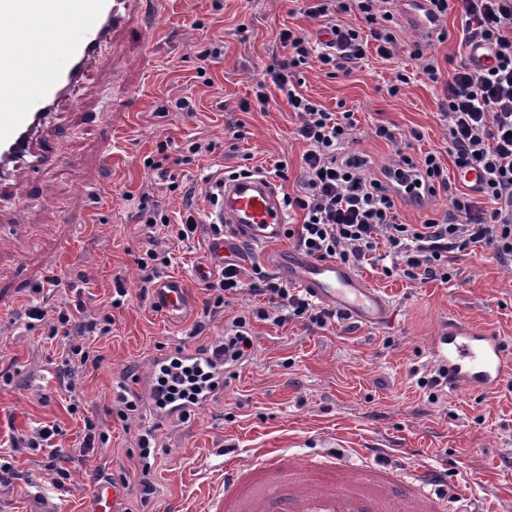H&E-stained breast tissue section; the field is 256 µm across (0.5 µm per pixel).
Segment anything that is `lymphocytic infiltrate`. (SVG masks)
<instances>
[{
	"instance_id": "f902f5d3",
	"label": "lymphocytic infiltrate",
	"mask_w": 512,
	"mask_h": 512,
	"mask_svg": "<svg viewBox=\"0 0 512 512\" xmlns=\"http://www.w3.org/2000/svg\"><path fill=\"white\" fill-rule=\"evenodd\" d=\"M430 2L439 19L449 7H456L464 19L465 48L481 46L490 53L487 65L464 58L445 72L430 60L422 69L427 80L443 86L448 101L447 153L455 167L480 170L477 192L453 187L437 153L418 158L407 154L395 132L384 125L377 127L376 135L395 143L396 149L382 176L369 171L364 157L348 151L355 127L352 113L327 111L299 93L293 71L314 60L330 74L347 77L371 47L381 58L394 59L398 42L389 27L393 16L388 0H313L305 12L318 22L323 40L282 30L279 39L287 55L264 73L286 99L297 119L293 134L305 145L299 189L285 201L301 215L300 224L287 235L308 257L354 267L374 260L379 248L386 247L396 260L384 267L385 275L400 271L412 279L444 283L449 280L448 255L455 251L483 245L500 263H512V0ZM353 10L362 15L368 33L339 24V16ZM441 191L448 195L443 218L400 223V203L420 206ZM208 288L220 304L230 303L245 290L265 296L276 306L281 323L301 320L322 327L333 316L259 268L246 283L238 265L226 264ZM215 388L205 363L175 356L161 366L152 392L158 408L185 411L206 400Z\"/></svg>"
}]
</instances>
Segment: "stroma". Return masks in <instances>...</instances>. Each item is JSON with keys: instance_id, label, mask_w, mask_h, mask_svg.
I'll list each match as a JSON object with an SVG mask.
<instances>
[{"instance_id": "1", "label": "stroma", "mask_w": 512, "mask_h": 512, "mask_svg": "<svg viewBox=\"0 0 512 512\" xmlns=\"http://www.w3.org/2000/svg\"><path fill=\"white\" fill-rule=\"evenodd\" d=\"M304 7L303 0H169L159 19L134 17L116 36L111 57L46 130L58 137L64 162L15 172L11 206L0 212V459L15 475L0 484V512H26L36 487L59 496L64 512H83L93 484L122 474L132 487L123 503L134 512H210L227 463L280 449L366 467L373 448L398 468L396 494L412 489L411 471L423 464L448 477L447 486L434 489L441 512H465L471 499L485 512H512V379L483 394L420 385L437 368L430 340L449 321L490 330L512 346V266L479 246L451 254L445 284L388 277L381 263L364 264L360 276L392 311L383 327L251 318L250 358L228 368L223 389L187 419H157L146 397L130 423L112 414L118 386L135 383L158 353L209 347L262 302L246 293L207 309L213 295L195 275L212 238L203 223L192 240H160L172 262L155 275L180 278L190 305L176 316L158 311L137 264L148 246L142 216L158 208L179 222L187 193L198 210H211L215 181L244 169L270 176L280 161L288 164L280 193L296 192L305 150L291 135L296 118L275 86L266 88V109L254 100L263 67L285 55L280 30L315 34ZM389 8L401 46L395 59L371 49L351 76H328L312 61L292 77L328 111L353 112V148L374 172L394 154L393 144L375 136L378 126L418 130L417 151L443 152L448 144L443 87L410 57L413 8L404 0ZM214 43L224 54L209 63L206 86L196 77L198 55ZM399 70L410 82L392 96L387 87ZM187 96L196 102L191 115L175 107ZM243 102L249 111L240 110ZM237 129L245 138L234 137ZM194 141L215 149L183 163ZM151 158L162 169L149 167ZM119 287L129 296L115 309L109 302ZM65 306L109 321L108 333L66 336L49 316H28L33 307ZM78 344L101 361L76 372L70 393L59 375ZM88 418L102 440L85 452ZM52 425L59 430L53 444L68 456L69 477L60 484L48 468V448L11 446L14 437ZM145 429L155 446L144 461L138 436ZM146 461L154 492L143 503L136 485Z\"/></svg>"}]
</instances>
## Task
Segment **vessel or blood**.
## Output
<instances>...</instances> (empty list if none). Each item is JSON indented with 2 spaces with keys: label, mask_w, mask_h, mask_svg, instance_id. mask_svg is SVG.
Instances as JSON below:
<instances>
[{
  "label": "vessel or blood",
  "mask_w": 512,
  "mask_h": 512,
  "mask_svg": "<svg viewBox=\"0 0 512 512\" xmlns=\"http://www.w3.org/2000/svg\"><path fill=\"white\" fill-rule=\"evenodd\" d=\"M139 0H0V197L9 193L13 171L34 159L37 165L62 162L57 149H38L40 130L58 104L73 94L90 65L112 47V36L135 13ZM212 224L229 225L212 238L199 279L238 257L244 245L280 238L288 213L277 184L253 175L224 181ZM278 269L316 299L337 306L355 322L383 325L390 311L383 295L350 269L295 253L277 259ZM156 308L175 316L190 303L180 279L155 283ZM432 352L448 371L450 386L473 393L499 388L512 377V350L494 333L449 321L432 340ZM310 461L285 452L265 451L249 465L224 470V495L214 512H437L432 499L393 492L387 465L371 467L376 485L363 492L359 468L342 466L316 475ZM123 486L97 483L90 512H118Z\"/></svg>",
  "instance_id": "vessel-or-blood-1"
}]
</instances>
